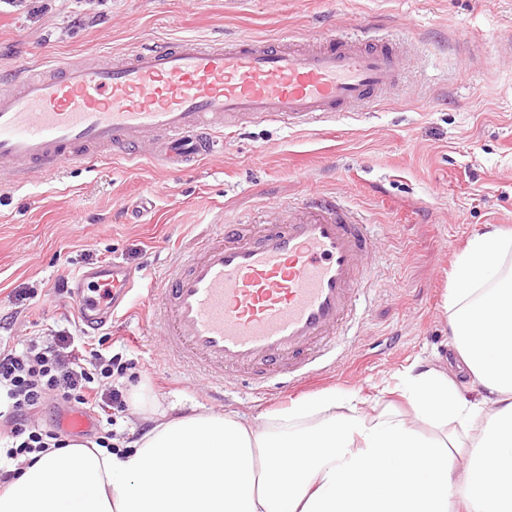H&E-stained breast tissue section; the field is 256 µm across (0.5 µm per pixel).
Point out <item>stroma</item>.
<instances>
[{"label":"stroma","instance_id":"35a3bbf8","mask_svg":"<svg viewBox=\"0 0 512 512\" xmlns=\"http://www.w3.org/2000/svg\"><path fill=\"white\" fill-rule=\"evenodd\" d=\"M363 28L399 46L402 78L358 113L308 129L243 123L188 172L163 171L145 152L66 166L21 191L0 173V345L37 337L79 357L99 343L183 414L287 406L240 384L213 401L204 380L166 362L145 326L146 291L90 334L55 284L112 261L156 272L193 253L211 225L284 223L289 205L320 194L359 211L377 250L356 337L299 394L333 388L376 401L416 361L447 358L443 299L456 254L486 225L512 230V54L499 48L512 36V0H0V77L21 59L94 65L102 51L182 35L229 48ZM144 201L152 211L134 220Z\"/></svg>","mask_w":512,"mask_h":512}]
</instances>
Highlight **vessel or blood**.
Masks as SVG:
<instances>
[{"mask_svg":"<svg viewBox=\"0 0 512 512\" xmlns=\"http://www.w3.org/2000/svg\"><path fill=\"white\" fill-rule=\"evenodd\" d=\"M397 56L388 40L368 46L331 33L305 51L290 35L231 48L182 36L100 67L23 61L12 91H0V163L21 190L97 149L138 154L142 135L158 133L154 162L181 171L213 154L240 121L309 127L378 102L400 81ZM373 248L369 224L317 194L284 224L216 225L193 254L159 270L148 324L162 329L168 362L207 381L216 401L237 373L257 395L288 393L335 366ZM87 280L108 288L110 302L85 296ZM72 282L78 318L92 330L127 309L138 284L118 263Z\"/></svg>","mask_w":512,"mask_h":512,"instance_id":"obj_1","label":"vessel or blood"}]
</instances>
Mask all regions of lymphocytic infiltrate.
I'll list each match as a JSON object with an SVG mask.
<instances>
[{"mask_svg": "<svg viewBox=\"0 0 512 512\" xmlns=\"http://www.w3.org/2000/svg\"><path fill=\"white\" fill-rule=\"evenodd\" d=\"M98 361L99 354L94 351L86 362L76 364L61 356L55 347L35 340L22 350L0 347V394L7 402L6 411H0V425L11 441L7 462L0 464V490L7 488L17 476L16 470L9 466L10 460L67 445L61 427L46 431L31 420L32 413L44 405L48 393H56L74 408L91 411L99 405L100 380L124 379L128 365L119 357H111L103 367Z\"/></svg>", "mask_w": 512, "mask_h": 512, "instance_id": "1", "label": "lymphocytic infiltrate"}]
</instances>
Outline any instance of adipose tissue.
Wrapping results in <instances>:
<instances>
[{"label": "adipose tissue", "mask_w": 512, "mask_h": 512, "mask_svg": "<svg viewBox=\"0 0 512 512\" xmlns=\"http://www.w3.org/2000/svg\"><path fill=\"white\" fill-rule=\"evenodd\" d=\"M444 309L478 401L422 363L394 386L403 408L328 390L254 416L174 415L138 392L149 429L24 463L0 512H512L511 234L468 241Z\"/></svg>", "instance_id": "1"}]
</instances>
